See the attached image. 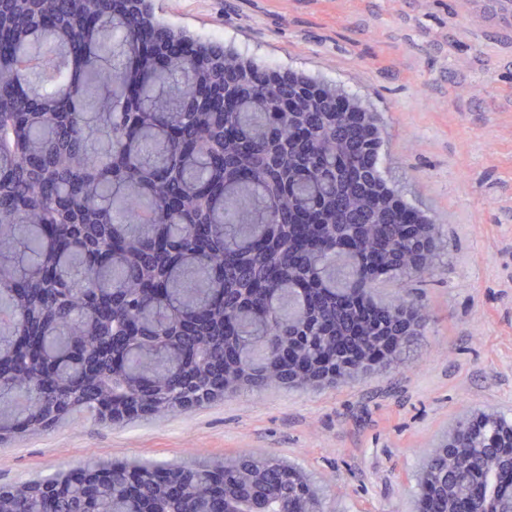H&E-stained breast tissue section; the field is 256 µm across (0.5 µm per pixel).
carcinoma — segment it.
I'll use <instances>...</instances> for the list:
<instances>
[{"instance_id":"cac0c4a2","label":"carcinoma","mask_w":512,"mask_h":512,"mask_svg":"<svg viewBox=\"0 0 512 512\" xmlns=\"http://www.w3.org/2000/svg\"><path fill=\"white\" fill-rule=\"evenodd\" d=\"M113 0H0V429L40 415L63 388L97 419L123 402L185 413L190 381L224 393L288 384L280 349L309 360L361 326L359 356L382 363L425 306L408 294L435 270L436 224L380 168L376 115L339 85L250 63L229 113L211 109L223 44L176 32L151 7ZM181 37L192 56H169ZM419 477L417 512L512 507V418L456 420ZM87 486L45 496L0 487V512H224L252 492L261 512H327L321 490L282 459L85 465Z\"/></svg>"}]
</instances>
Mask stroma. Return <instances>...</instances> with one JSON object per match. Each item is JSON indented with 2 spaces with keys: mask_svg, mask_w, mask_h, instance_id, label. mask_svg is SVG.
Wrapping results in <instances>:
<instances>
[{
  "mask_svg": "<svg viewBox=\"0 0 512 512\" xmlns=\"http://www.w3.org/2000/svg\"><path fill=\"white\" fill-rule=\"evenodd\" d=\"M166 25L266 68L336 83L377 112L382 167L438 224L450 261L413 281L430 314L405 350L331 386L244 390L178 416L75 414L0 442V486L96 458L275 455L333 512H415L453 419L512 416V13L498 0H150Z\"/></svg>",
  "mask_w": 512,
  "mask_h": 512,
  "instance_id": "obj_1",
  "label": "stroma"
}]
</instances>
